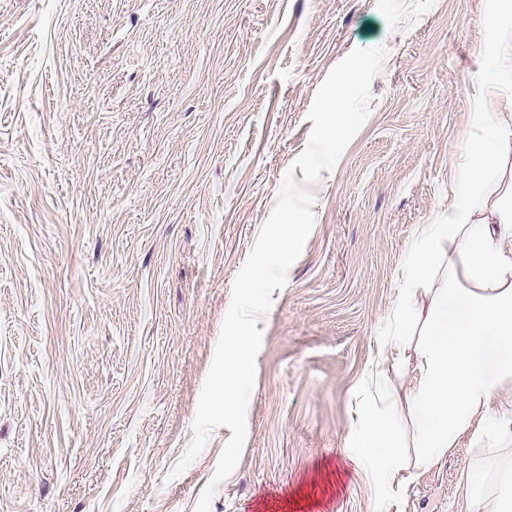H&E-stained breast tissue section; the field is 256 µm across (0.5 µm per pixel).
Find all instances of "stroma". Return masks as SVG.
<instances>
[{
    "mask_svg": "<svg viewBox=\"0 0 512 512\" xmlns=\"http://www.w3.org/2000/svg\"><path fill=\"white\" fill-rule=\"evenodd\" d=\"M494 0H0V512H196L175 479L233 281L330 70L383 47L362 128L257 327L246 443L211 512H371L346 442L406 249L503 83ZM463 433L398 512H461Z\"/></svg>",
    "mask_w": 512,
    "mask_h": 512,
    "instance_id": "obj_1",
    "label": "stroma"
}]
</instances>
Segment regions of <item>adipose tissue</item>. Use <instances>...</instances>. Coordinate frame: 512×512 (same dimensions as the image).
<instances>
[{"label": "adipose tissue", "instance_id": "1", "mask_svg": "<svg viewBox=\"0 0 512 512\" xmlns=\"http://www.w3.org/2000/svg\"><path fill=\"white\" fill-rule=\"evenodd\" d=\"M488 25L512 84V0H496ZM471 121L475 134L453 171L457 199L447 214L420 226L402 270L405 283L421 280L448 243V271L466 282L433 292L405 396L423 462L445 456L474 425L512 440V396L504 392L512 383V186L496 187L501 157L512 150V99ZM400 435L399 415L373 402L359 408L348 447L379 489L373 512H393L395 495L415 478ZM469 512H512L511 449H498L494 486L471 500Z\"/></svg>", "mask_w": 512, "mask_h": 512}]
</instances>
